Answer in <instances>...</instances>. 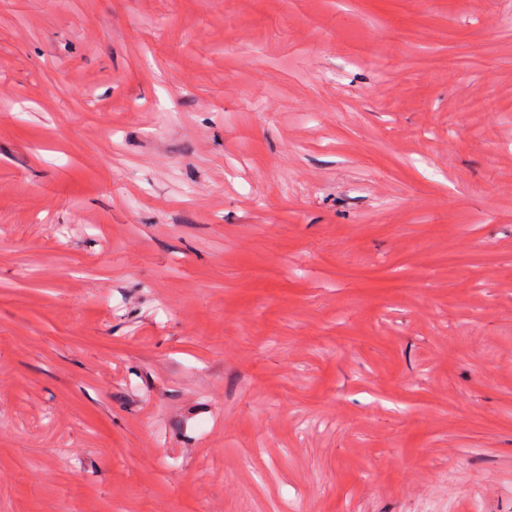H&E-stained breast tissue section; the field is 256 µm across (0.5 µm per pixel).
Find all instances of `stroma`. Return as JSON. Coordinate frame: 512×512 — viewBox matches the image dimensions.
Returning a JSON list of instances; mask_svg holds the SVG:
<instances>
[{
    "label": "stroma",
    "instance_id": "stroma-1",
    "mask_svg": "<svg viewBox=\"0 0 512 512\" xmlns=\"http://www.w3.org/2000/svg\"><path fill=\"white\" fill-rule=\"evenodd\" d=\"M0 512H512V0H0Z\"/></svg>",
    "mask_w": 512,
    "mask_h": 512
}]
</instances>
